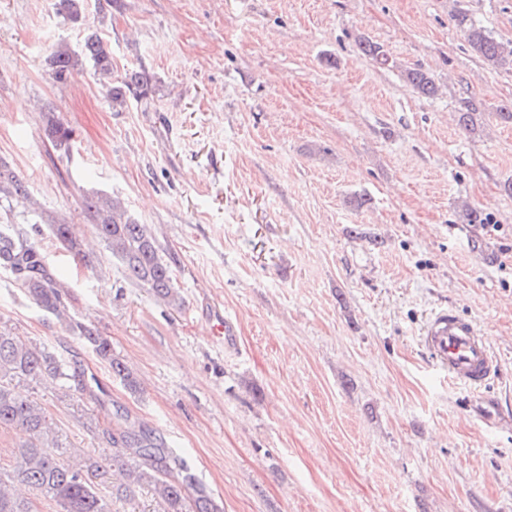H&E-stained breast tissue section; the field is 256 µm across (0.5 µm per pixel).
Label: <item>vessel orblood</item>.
Here are the masks:
<instances>
[{"instance_id": "vessel-or-blood-1", "label": "vessel or blood", "mask_w": 512, "mask_h": 512, "mask_svg": "<svg viewBox=\"0 0 512 512\" xmlns=\"http://www.w3.org/2000/svg\"><path fill=\"white\" fill-rule=\"evenodd\" d=\"M210 321L213 334L225 345H233L236 328L223 311L212 310ZM424 343L431 358L447 368L452 380L470 387H485L499 369L487 337L473 320L453 308L435 311L425 328Z\"/></svg>"}]
</instances>
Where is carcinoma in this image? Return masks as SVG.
Instances as JSON below:
<instances>
[{
	"mask_svg": "<svg viewBox=\"0 0 512 512\" xmlns=\"http://www.w3.org/2000/svg\"><path fill=\"white\" fill-rule=\"evenodd\" d=\"M59 8L72 23H80L85 18L84 0H59ZM455 20L463 29L470 48L483 62L494 68L512 67V42L495 37L465 13L457 14ZM357 46L364 55L380 64H390L382 45L361 37ZM85 61L97 74H112V52L95 30L84 36L77 51L66 44L52 49L48 59L52 79L68 80L83 69ZM404 79L423 96L433 97L438 92L434 79L423 69L404 71ZM149 91V78L138 71L126 73L117 85L105 86L106 96L115 110L127 107L131 99L146 98ZM48 135L55 146L67 147L73 130L54 121L48 127ZM0 196L23 204L32 201L27 182L2 162ZM84 206L95 219L97 236L106 242L112 255L121 260L131 279L163 300L172 304L182 302L171 266L160 256L148 225L137 223L121 203L108 194L87 196ZM50 230L56 241L85 264H91L81 243L73 238L70 225L52 224ZM1 269L9 272L43 311L60 320L65 318V283L47 263L40 246L17 224H0ZM70 330L109 365L112 376L119 378L128 389L137 390L136 377L112 354L111 344L97 328L77 322L70 324ZM47 380L59 382L65 393L75 388L94 396L77 363L66 361L46 347L26 341L0 326V426L18 428L27 435L26 441L15 448L10 467L0 469V512H37V497L55 502L60 512H112L110 503L84 474V468L99 470L105 463L112 465V471L122 477L119 484L112 486V494L119 499L127 500L136 488L147 485L152 487L161 512H223L191 468L172 449L162 447L152 431L127 415L116 414L121 423L109 435L112 455L90 459L86 466L79 457L66 460L71 455L70 448L60 438L43 407L15 391V386L21 382Z\"/></svg>",
	"mask_w": 512,
	"mask_h": 512,
	"instance_id": "1",
	"label": "carcinoma"
}]
</instances>
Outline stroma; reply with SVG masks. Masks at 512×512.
<instances>
[{
    "mask_svg": "<svg viewBox=\"0 0 512 512\" xmlns=\"http://www.w3.org/2000/svg\"><path fill=\"white\" fill-rule=\"evenodd\" d=\"M56 2L0 0V160L36 201L11 218L66 284L69 316L139 381L127 390L0 272V323L103 389L21 385L67 445L96 457L128 414L224 512H512V124L496 115L512 70L480 61L453 19L510 41L512 0H85L82 25ZM90 27L113 81L149 75L147 99L113 110L89 67L50 78L52 48H79ZM417 67L436 96L405 81ZM52 117L73 128L68 148L48 139ZM92 191L152 228L182 305L128 278L95 234ZM441 306L501 361L484 396L421 343ZM215 307L235 350L212 333ZM50 230L56 241L74 253L86 265H91L92 260L83 251L81 243L73 238L69 224H50Z\"/></svg>",
    "mask_w": 512,
    "mask_h": 512,
    "instance_id": "obj_1",
    "label": "stroma"
}]
</instances>
